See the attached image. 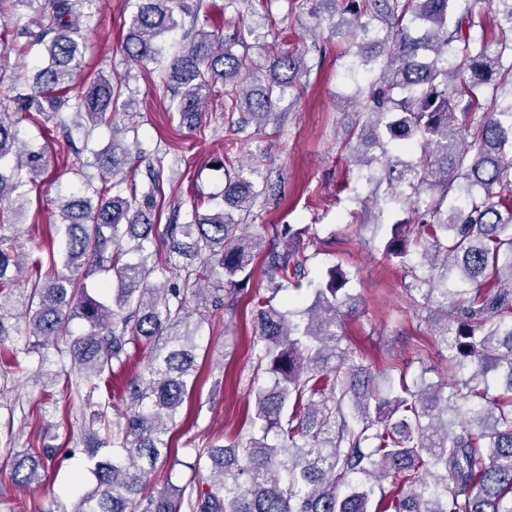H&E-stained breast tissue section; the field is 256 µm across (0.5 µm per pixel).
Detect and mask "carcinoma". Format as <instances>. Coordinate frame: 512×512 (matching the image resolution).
Instances as JSON below:
<instances>
[{
	"label": "carcinoma",
	"mask_w": 512,
	"mask_h": 512,
	"mask_svg": "<svg viewBox=\"0 0 512 512\" xmlns=\"http://www.w3.org/2000/svg\"><path fill=\"white\" fill-rule=\"evenodd\" d=\"M0 0V16L25 21L19 34L42 46L30 91L0 99V294L19 267L9 217L24 187L37 186L49 159L43 145L20 139L15 115L42 116L60 129L70 166H95L113 176L127 164L129 146L112 138L101 150L72 143L63 106L81 70L86 42L83 8L93 0ZM123 51L155 63L168 38L183 31L159 87L176 90V111L188 127H201L216 86L242 111L237 122L256 124L275 111L305 69L304 54L274 57L268 77L243 79L246 59L232 38L198 25L184 28L181 0H135ZM452 0H351L354 40L346 76L380 70L368 85L348 140H368L380 156L362 160L373 185L364 208L378 215L393 204L413 211L428 195L432 222L410 236L394 224L383 255L407 269L411 298L436 314L433 335L448 352L452 378L434 381L432 369L391 365L372 369L341 347L342 320L352 310L349 272L339 265L326 279H309L322 241L306 228L270 225L281 249L263 247V236L244 223L267 185L225 172L224 191L208 197L212 214L193 209L178 223L172 214L156 235L153 208L162 193L164 157L146 168L147 189L124 194L122 181L93 189L96 199L71 192L59 202L67 275L42 274L43 257L26 254L30 268L28 315L0 337L25 338L27 352L53 346L80 366L75 385L104 423L110 402L99 400L105 372L124 366L129 349L147 353L143 372L123 387L128 405L121 440L86 432L94 487L73 512H512V0H488L498 28L494 44L478 30L483 15L452 19ZM126 80L99 74L75 100L87 116L89 140L96 127L117 131V106ZM417 146L416 160L400 151ZM170 252L203 264L162 262L157 239ZM268 295H248L255 259ZM222 270L224 300L189 309L178 288L150 282L159 270L197 286ZM112 274V297L101 299L87 279ZM312 303L294 311L275 299L303 285ZM250 308L254 334L249 358L270 382L253 387L245 440L206 442L196 462L210 466L207 485L168 486L144 492L145 467L167 459L171 430L198 377V332L203 323L240 304ZM81 317L89 331L75 335ZM52 457L45 451L17 454L13 476L39 481Z\"/></svg>",
	"instance_id": "obj_1"
}]
</instances>
